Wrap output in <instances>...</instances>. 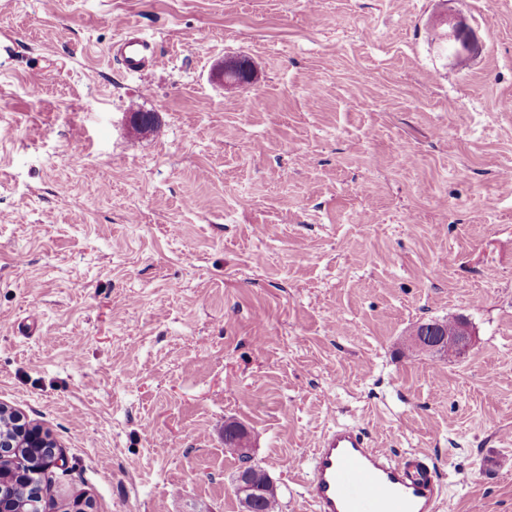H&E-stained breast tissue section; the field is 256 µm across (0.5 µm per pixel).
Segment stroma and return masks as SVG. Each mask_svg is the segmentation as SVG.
I'll use <instances>...</instances> for the list:
<instances>
[{
    "label": "stroma",
    "mask_w": 512,
    "mask_h": 512,
    "mask_svg": "<svg viewBox=\"0 0 512 512\" xmlns=\"http://www.w3.org/2000/svg\"><path fill=\"white\" fill-rule=\"evenodd\" d=\"M509 170L512 0H0V404L64 457L45 512H242L230 419L279 512L337 423L512 512ZM453 316L464 355L409 351ZM131 28L114 44L116 57L123 67L133 73L144 74L154 63V46L145 38L135 36ZM224 446L230 453H235L243 462L250 459L247 432L243 425L235 421L224 424Z\"/></svg>",
    "instance_id": "stroma-1"
}]
</instances>
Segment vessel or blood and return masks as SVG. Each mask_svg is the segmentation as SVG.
<instances>
[{
  "label": "vessel or blood",
  "mask_w": 512,
  "mask_h": 512,
  "mask_svg": "<svg viewBox=\"0 0 512 512\" xmlns=\"http://www.w3.org/2000/svg\"><path fill=\"white\" fill-rule=\"evenodd\" d=\"M116 56L133 73L153 65L151 42L127 31ZM314 512H437L441 495L435 466L425 455L400 457L373 443L365 428L337 424L307 459L301 481Z\"/></svg>",
  "instance_id": "b4317fda"
}]
</instances>
